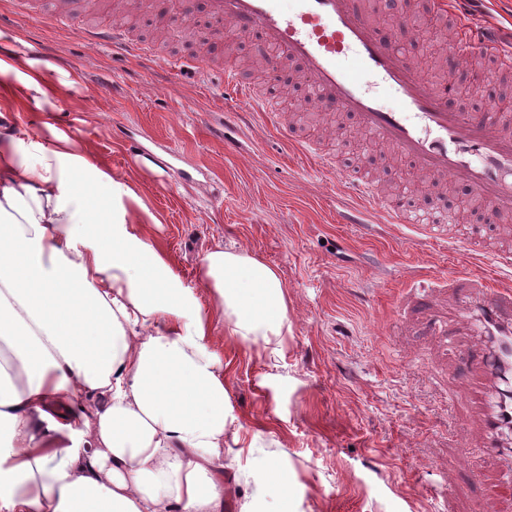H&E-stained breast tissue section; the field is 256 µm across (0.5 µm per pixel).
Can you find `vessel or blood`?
<instances>
[{"instance_id": "obj_1", "label": "vessel or blood", "mask_w": 512, "mask_h": 512, "mask_svg": "<svg viewBox=\"0 0 512 512\" xmlns=\"http://www.w3.org/2000/svg\"><path fill=\"white\" fill-rule=\"evenodd\" d=\"M204 6L213 19L230 21L239 37L256 38L269 65L298 64L318 108L351 116L360 134L409 161L428 181L463 182L469 197L486 206L485 223L450 233L445 226L453 218L445 210L387 202L367 178L344 174L338 178L347 197L340 223L361 224L367 215L380 213L388 223L419 226L430 241L461 244L464 259L489 255L512 269V252L491 244L497 218L512 213V113L449 109L447 87L428 82L403 44L417 8L406 7L401 27L391 28L368 16L357 0H205ZM86 36L97 44L132 48L122 26L92 28ZM471 52L512 67V47L503 48L498 30L477 31L463 21L448 57L454 61ZM384 92L391 103L382 102ZM444 282L467 288L485 323L500 333L494 357L466 346L456 350L471 377L480 378L491 362H502L512 344V284L456 266L440 280H415L400 296L397 313L404 321L425 315L430 334L443 347L448 344V319L439 304ZM511 422V403L499 400L489 408L484 418L489 448L500 450L496 430Z\"/></svg>"}]
</instances>
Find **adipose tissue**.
<instances>
[{
    "instance_id": "1",
    "label": "adipose tissue",
    "mask_w": 512,
    "mask_h": 512,
    "mask_svg": "<svg viewBox=\"0 0 512 512\" xmlns=\"http://www.w3.org/2000/svg\"><path fill=\"white\" fill-rule=\"evenodd\" d=\"M142 200L51 114L0 112V512H224L238 440L212 323L288 333L275 267L215 245L206 308Z\"/></svg>"
}]
</instances>
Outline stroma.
<instances>
[{
    "label": "stroma",
    "instance_id": "stroma-1",
    "mask_svg": "<svg viewBox=\"0 0 512 512\" xmlns=\"http://www.w3.org/2000/svg\"><path fill=\"white\" fill-rule=\"evenodd\" d=\"M182 0H0L9 24L1 42L24 51L59 89L50 100L19 106L22 122L53 113L58 128L89 147L114 178L142 198L152 221L144 232L171 257L203 306L200 259L214 245L248 249L276 267L288 295L287 335L243 342L214 324L212 344L240 443L224 473L229 512H512V485L484 446L472 408L468 370L442 358L435 340L411 321L391 327L393 305L414 274L444 271L456 255L420 240L410 224L371 217V234L336 221L345 195L336 177L314 170L287 136L224 83L232 58L255 91L289 112L297 132L339 150V168L366 155L379 193L425 204L462 197L455 182H418L409 163L360 135L351 118L315 112L297 67L269 83L256 42L224 37L199 44L172 24ZM71 8L69 26L50 16ZM477 27L497 25L512 46V0H469ZM122 22L142 53L85 41L82 27ZM185 65L171 69L167 60ZM203 60L200 72L194 60ZM478 77L479 92L457 95L459 112H483L512 99V70L482 56L457 63ZM238 118L225 124V110ZM472 446L460 455L456 430ZM271 484L255 476L271 461Z\"/></svg>",
    "mask_w": 512,
    "mask_h": 512
}]
</instances>
